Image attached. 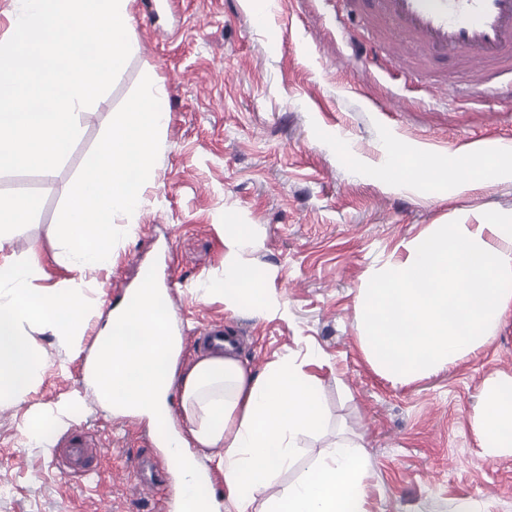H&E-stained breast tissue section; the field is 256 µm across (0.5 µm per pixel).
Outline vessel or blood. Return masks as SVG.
Segmentation results:
<instances>
[{
    "instance_id": "vessel-or-blood-1",
    "label": "vessel or blood",
    "mask_w": 512,
    "mask_h": 512,
    "mask_svg": "<svg viewBox=\"0 0 512 512\" xmlns=\"http://www.w3.org/2000/svg\"><path fill=\"white\" fill-rule=\"evenodd\" d=\"M365 23L382 38L414 48L423 61L451 59L492 72H512V0H372ZM69 462L85 467V435L68 438Z\"/></svg>"
}]
</instances>
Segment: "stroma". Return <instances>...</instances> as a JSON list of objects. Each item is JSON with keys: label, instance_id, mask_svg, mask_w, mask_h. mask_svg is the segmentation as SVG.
Wrapping results in <instances>:
<instances>
[{"label": "stroma", "instance_id": "1", "mask_svg": "<svg viewBox=\"0 0 512 512\" xmlns=\"http://www.w3.org/2000/svg\"><path fill=\"white\" fill-rule=\"evenodd\" d=\"M363 0H132L128 35L137 50L111 89L80 117L69 156L38 174V213L8 227L1 263L36 262L32 290L82 286L88 320L82 353L37 325L25 332L38 358L31 391L0 405V512H161L166 467L141 488L136 462L163 458L147 418L103 410L85 381L108 313L143 268L174 285L169 300L183 336L181 366L204 350L202 327L223 324L237 356L255 370L290 360L318 375L326 427L301 437L274 486L296 481L337 440L362 443L367 512H512V455H483L474 430L491 378L512 376V311L491 338L447 370L399 385L380 375L361 340L359 290L369 272L403 259L401 241L436 224H496L512 217V178L474 174L470 189L393 188L379 163L390 145L448 157L512 141V82L460 71L439 59L405 64L393 42L358 19ZM163 91L169 118L112 266L62 262L55 227L65 196L109 121L142 76ZM249 225L244 265L264 274L268 309L208 290L224 273V218ZM92 436L108 478L62 477L64 447Z\"/></svg>", "mask_w": 512, "mask_h": 512}]
</instances>
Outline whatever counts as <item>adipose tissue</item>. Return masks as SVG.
<instances>
[{
  "instance_id": "1",
  "label": "adipose tissue",
  "mask_w": 512,
  "mask_h": 512,
  "mask_svg": "<svg viewBox=\"0 0 512 512\" xmlns=\"http://www.w3.org/2000/svg\"><path fill=\"white\" fill-rule=\"evenodd\" d=\"M480 168L497 177L512 175V165L489 164L471 152L441 160L415 152V183L440 187L446 166ZM247 225L224 221V275L213 291L239 300L263 293L235 255L248 239ZM403 261L379 269L361 288V332L370 363L386 379L407 384L475 351L488 339L512 305V224H438L402 242ZM35 263L0 264V402L16 403L33 386L36 356L24 325L36 322L54 333L84 324V296L77 288H47L31 293ZM97 337L89 378L99 400L111 407L159 418L167 413L172 390L181 392L186 432H173L168 451L177 458L183 487L182 512H214L194 480L206 469L207 449H220L216 467L224 475L227 512H248L263 496L261 512H366L361 485L366 458L351 441L336 443L297 482L274 490L276 472L288 468L299 436L323 426L316 376L282 364L263 372L247 369L234 356V340L177 375L182 347L172 335L161 289L142 283L132 301L111 313ZM512 377L486 382V409L475 420L488 456L512 455Z\"/></svg>"
}]
</instances>
